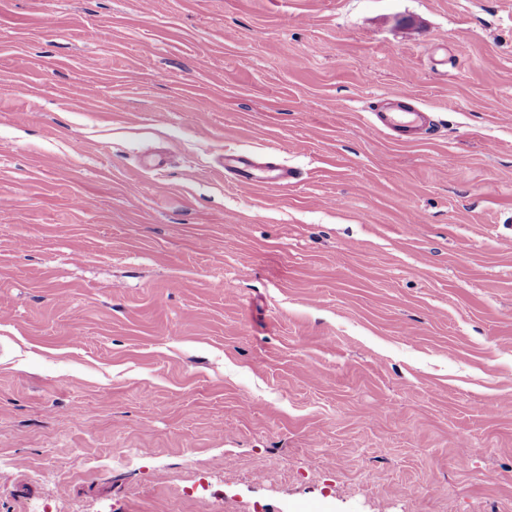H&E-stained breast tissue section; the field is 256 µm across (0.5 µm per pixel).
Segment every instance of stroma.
Returning <instances> with one entry per match:
<instances>
[{
	"label": "stroma",
	"instance_id": "35a3bbf8",
	"mask_svg": "<svg viewBox=\"0 0 512 512\" xmlns=\"http://www.w3.org/2000/svg\"><path fill=\"white\" fill-rule=\"evenodd\" d=\"M0 512H512V0H0ZM396 108L391 112H376V120L371 124V129L386 130L392 140L400 144L417 143L430 134V128L424 124V112H420L412 102L413 95L407 92H397L391 96ZM221 167L240 177L242 183L249 186L288 184L293 178L290 169L273 163H266L264 169L257 171L254 161L246 153L224 155Z\"/></svg>",
	"mask_w": 512,
	"mask_h": 512
}]
</instances>
